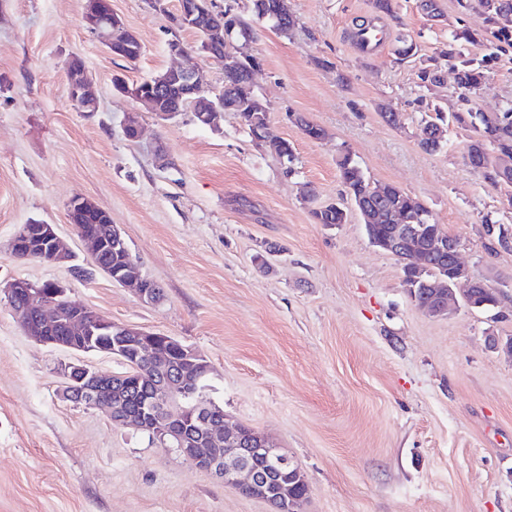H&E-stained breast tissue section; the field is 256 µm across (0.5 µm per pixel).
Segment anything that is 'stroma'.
Here are the masks:
<instances>
[{"instance_id":"obj_1","label":"stroma","mask_w":512,"mask_h":512,"mask_svg":"<svg viewBox=\"0 0 512 512\" xmlns=\"http://www.w3.org/2000/svg\"><path fill=\"white\" fill-rule=\"evenodd\" d=\"M212 3L250 29L230 47L261 59L254 88L272 140L293 146L294 175L237 113L216 128L189 112L164 122L115 91L114 77L132 84L174 65L179 0L161 12L149 0H112L143 45L133 62L90 32L84 0H0V284L58 283L76 304L204 355L205 396L227 424L264 434L304 473L303 512H512V358L489 344L512 337V248L483 224L512 231V199L466 162L467 130L450 128L440 151L421 148L434 109L461 101L451 69L428 89L418 78L450 30H469L468 52L494 56L470 98L494 112L512 100V48L494 51L484 15L459 0H438L437 20L416 0H397L394 19L372 0H287L295 25L285 34L258 20L251 0ZM366 21L386 31L369 51L355 37ZM402 37L417 47L403 61ZM72 58L93 80L97 111L71 101ZM133 111L136 143L121 128ZM298 116L323 138L305 137ZM344 153L458 239L464 263L498 290L496 312L462 305L428 316L356 211L343 224L315 223L313 209L342 197ZM75 196L111 215L163 287L161 303L95 268L67 216ZM34 221L55 225L71 263L13 255L18 225ZM72 363L124 369L105 353L32 340L0 291V512H269L150 433L64 400Z\"/></svg>"}]
</instances>
